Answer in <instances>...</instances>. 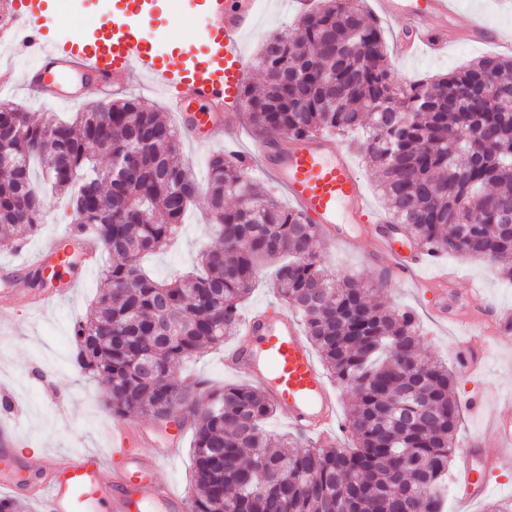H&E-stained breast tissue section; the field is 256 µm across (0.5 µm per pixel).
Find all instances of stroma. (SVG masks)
Here are the masks:
<instances>
[{
	"mask_svg": "<svg viewBox=\"0 0 512 512\" xmlns=\"http://www.w3.org/2000/svg\"><path fill=\"white\" fill-rule=\"evenodd\" d=\"M113 0H71L68 13H57L51 37L57 42L73 41L91 35L93 29L112 18ZM153 28L159 31L157 42L162 52H176L197 40L200 17L189 0H156ZM480 15L486 25L512 29V0H459V12L447 26L450 42L445 50L422 49L413 55H389L388 62L396 78L418 81L448 74L485 55L501 54V47L470 42L465 26L471 15ZM297 22L285 0H258L257 32L244 39L248 59H255L263 35L289 31ZM206 194H199L177 235L161 253L146 257V271L164 278L189 269L202 247L211 243ZM72 223L66 198L46 201L43 222L36 235L24 237L19 251H0V268L29 261L51 237L65 233ZM319 251L337 279L353 277L376 287L384 275L383 261L371 260L373 244L359 239L357 245L319 241ZM107 255H100L92 268L78 267L69 272L65 283L71 290L62 301L41 312H32L28 304L34 295L29 284L13 278L6 301H0V401L12 407L5 416L16 425L23 442L42 451L73 454L87 449H107L112 445L115 415L106 407V387L98 379L78 374L70 363L74 351L71 330L83 317L101 287V266ZM451 274L452 302L455 310L469 315L478 332L476 341L483 347L481 374L466 375L456 358L455 343L464 330L453 320L440 317L435 305L440 298L430 288L396 283L381 290L391 308L412 311L418 319L423 357L448 364L454 375L452 393L457 400L479 386H487L486 415L463 413L455 438L456 447H464L470 436L490 434V417L499 409L512 407V342H504L488 332L491 311L512 312V284L500 281L495 265L450 254L423 268L419 275L433 276L436 271ZM483 288L481 306H473L465 296L466 281ZM182 380H204L213 387L236 381L237 376L224 366V351L216 349L187 360L178 372ZM488 492L484 498L466 500L456 482H449L445 512H484L487 503L512 500V455L497 458L485 474Z\"/></svg>",
	"mask_w": 512,
	"mask_h": 512,
	"instance_id": "35a3bbf8",
	"label": "stroma"
}]
</instances>
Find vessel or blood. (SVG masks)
Here are the masks:
<instances>
[{
  "mask_svg": "<svg viewBox=\"0 0 512 512\" xmlns=\"http://www.w3.org/2000/svg\"><path fill=\"white\" fill-rule=\"evenodd\" d=\"M199 31L201 50L162 53L148 37L155 16L153 0H114L112 21L91 38L55 43L49 36L56 0H0V45L23 41L36 61L23 77L39 97L61 104L83 101V89L99 100L126 93L127 78L139 73L170 91L168 108L183 137L206 146L216 140L235 143L246 110L247 80L244 37L257 22L256 0H204ZM457 0H378L381 11L394 19L400 54L423 46L443 45L446 35L423 27V18L455 16ZM264 173L286 191L306 223L318 225L333 243H348L347 227L367 224L378 234L382 256L390 259L393 276L412 280L427 264L424 251L407 245L387 220L374 215L350 146L326 135L298 137L288 143L264 144ZM224 365L263 387L270 401L303 433L332 442L336 427V395L294 315L259 311L244 324L241 337L224 355ZM499 442L490 450L478 437L467 442L459 472L467 498L487 493L485 473L496 454L512 452V410L492 421ZM150 430L114 425L116 459L99 451L75 455L43 454L38 478L18 455L20 439L14 426L0 423V486L13 494L44 500L49 512H188L181 494L162 482L158 473L174 459L180 436L166 439L152 454L141 451L152 443Z\"/></svg>",
  "mask_w": 512,
  "mask_h": 512,
  "instance_id": "vessel-or-blood-1",
  "label": "vessel or blood"
}]
</instances>
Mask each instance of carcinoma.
Here are the masks:
<instances>
[{"label":"carcinoma","instance_id":"obj_1","mask_svg":"<svg viewBox=\"0 0 512 512\" xmlns=\"http://www.w3.org/2000/svg\"><path fill=\"white\" fill-rule=\"evenodd\" d=\"M298 27L260 48L262 91H245L248 119L264 137L363 131L364 158L400 235L435 254L499 261L512 283V58L483 56L404 88L364 0H316ZM0 250L42 224L45 200L63 195L78 228L98 237L111 262L104 288L73 327V367L103 378L115 415L190 420V512H444L461 409L452 374L426 361L410 311L377 290L336 282L315 243L319 230L246 175L244 159H209L208 201L222 221L199 271L167 281L140 259L166 247L199 183L181 158L173 124L137 98L40 120L0 101ZM128 163L112 179L101 157ZM299 313L323 368L352 394L348 448H320L266 429L276 407L246 383L206 390L180 384L182 362L237 335L239 306L259 263Z\"/></svg>","mask_w":512,"mask_h":512}]
</instances>
